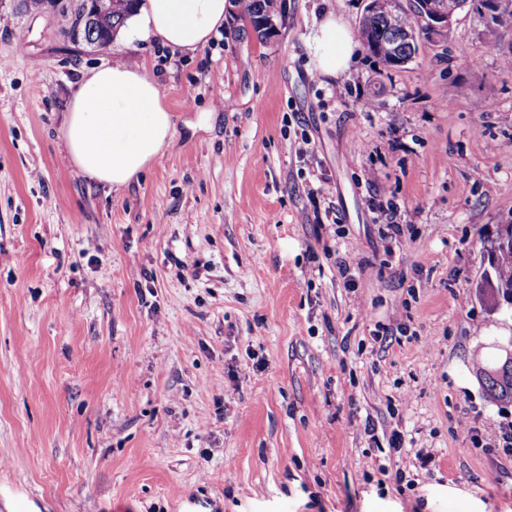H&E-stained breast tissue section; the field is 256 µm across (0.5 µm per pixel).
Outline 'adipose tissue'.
Masks as SVG:
<instances>
[{"mask_svg": "<svg viewBox=\"0 0 512 512\" xmlns=\"http://www.w3.org/2000/svg\"><path fill=\"white\" fill-rule=\"evenodd\" d=\"M227 0H139L130 18L137 40L184 53L203 47L223 28ZM316 69L346 71L357 42L336 18L315 34ZM66 158L78 171L120 189L152 166L173 136L171 113L154 78L138 66L90 70L68 101L61 128Z\"/></svg>", "mask_w": 512, "mask_h": 512, "instance_id": "1", "label": "adipose tissue"}]
</instances>
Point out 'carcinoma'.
Masks as SVG:
<instances>
[{
	"mask_svg": "<svg viewBox=\"0 0 512 512\" xmlns=\"http://www.w3.org/2000/svg\"><path fill=\"white\" fill-rule=\"evenodd\" d=\"M138 2L139 0H123L119 9L94 15L90 26L82 17L83 4H78L70 28L71 37L82 39L92 47H107ZM235 7L236 31L245 34L251 32L260 41L273 35L269 23L281 17L282 13L280 0H235ZM393 9V0H371L367 14L359 25V35L364 45L389 68L401 66L400 60L410 51L409 45L402 43L400 36L393 31ZM487 30L491 45L498 47L497 33L501 30H512V0H507V4L487 23ZM491 270L492 280L484 282L487 294L493 299L512 295V250L499 251ZM497 372L498 369L495 368L487 373L489 396L494 400L511 399L512 380H497Z\"/></svg>",
	"mask_w": 512,
	"mask_h": 512,
	"instance_id": "carcinoma-1",
	"label": "carcinoma"
}]
</instances>
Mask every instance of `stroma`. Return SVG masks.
Instances as JSON below:
<instances>
[{"label": "stroma", "mask_w": 512, "mask_h": 512, "mask_svg": "<svg viewBox=\"0 0 512 512\" xmlns=\"http://www.w3.org/2000/svg\"><path fill=\"white\" fill-rule=\"evenodd\" d=\"M71 2L0 0V512H512V457L469 433L512 421L484 383L512 340L479 292L512 219V75L484 16L332 78L314 35L358 30L367 0H282L266 42L193 54L73 42ZM116 62L173 122L118 190L61 138Z\"/></svg>", "instance_id": "stroma-1"}]
</instances>
